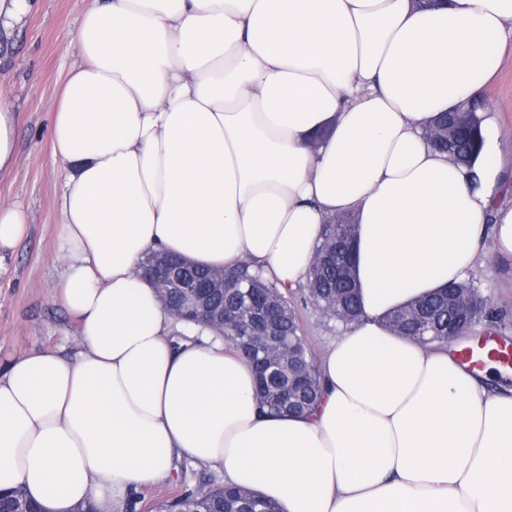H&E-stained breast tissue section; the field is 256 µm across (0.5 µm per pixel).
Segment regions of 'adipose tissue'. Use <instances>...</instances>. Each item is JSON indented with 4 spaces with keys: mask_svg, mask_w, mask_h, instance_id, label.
Returning <instances> with one entry per match:
<instances>
[{
    "mask_svg": "<svg viewBox=\"0 0 512 512\" xmlns=\"http://www.w3.org/2000/svg\"><path fill=\"white\" fill-rule=\"evenodd\" d=\"M510 28L512 0H94L47 126L83 348L0 370V490L125 512L187 456L281 512H512V389L386 322L466 279L483 236L512 255L497 139L470 169L426 136L482 98ZM338 215L361 314L312 412L260 414L248 361L174 336L137 270L247 259L288 294Z\"/></svg>",
    "mask_w": 512,
    "mask_h": 512,
    "instance_id": "ef3b65f1",
    "label": "adipose tissue"
}]
</instances>
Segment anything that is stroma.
<instances>
[{"instance_id": "stroma-1", "label": "stroma", "mask_w": 512, "mask_h": 512, "mask_svg": "<svg viewBox=\"0 0 512 512\" xmlns=\"http://www.w3.org/2000/svg\"><path fill=\"white\" fill-rule=\"evenodd\" d=\"M91 4L92 0H37L21 26L0 29V98L16 115V161L0 175V207H22L27 221L15 246L0 252V369L34 349L66 354L81 349L78 322L56 299L66 269L56 234L61 172L45 124L62 82L78 60L80 21ZM486 101L496 111L495 133L501 148L499 201L508 205L512 203L511 35L487 86ZM470 278L490 312L474 325L472 336L490 330L499 337H512V257L499 254L492 240L484 239ZM288 300L311 353L320 355L336 334L335 322L310 302L306 289H298ZM223 481L222 473L181 458L171 479L139 491L135 512H157V504L183 489Z\"/></svg>"}]
</instances>
